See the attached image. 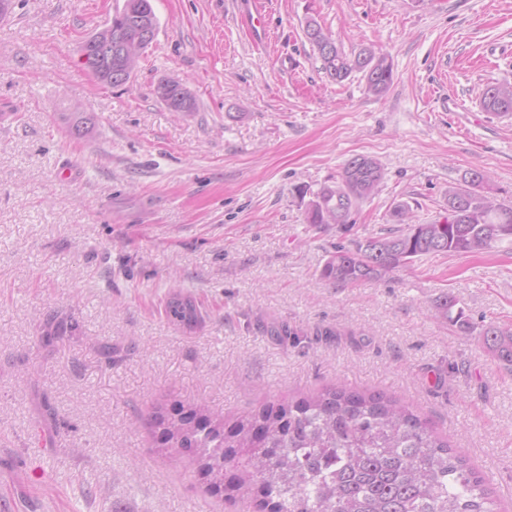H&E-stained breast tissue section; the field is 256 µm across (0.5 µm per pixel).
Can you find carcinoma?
I'll return each instance as SVG.
<instances>
[{
  "instance_id": "cac0c4a2",
  "label": "carcinoma",
  "mask_w": 512,
  "mask_h": 512,
  "mask_svg": "<svg viewBox=\"0 0 512 512\" xmlns=\"http://www.w3.org/2000/svg\"><path fill=\"white\" fill-rule=\"evenodd\" d=\"M157 29L151 0H123L104 27L84 41L83 64L103 84H125ZM305 35L333 81L360 73L375 95L390 87L393 71L386 55L371 47L348 55L314 19L307 20ZM157 93L175 112L196 109L192 93L177 81L160 80ZM481 105L494 114L511 113L512 83L486 87ZM382 176L376 159H349L339 181L315 194L308 222L351 223L352 211L377 192ZM487 182L485 172H467L463 185L448 190V217L441 222L413 224L409 207L396 206L393 217L407 230L369 237L354 251L337 249L321 276L338 285L359 284L421 256L479 253L512 238V207L477 192ZM455 306L453 297H443L440 315L461 330L473 329ZM166 316L188 328L202 320L200 306L176 281ZM480 336L488 353L512 366L511 328L489 324ZM150 423L158 447L191 454L199 476L212 477L206 482L209 493L250 497L259 512H497L483 477L463 453L409 405L380 394L336 386L298 400L267 403L233 421L202 405L175 402L154 412Z\"/></svg>"
}]
</instances>
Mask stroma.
<instances>
[{
	"mask_svg": "<svg viewBox=\"0 0 512 512\" xmlns=\"http://www.w3.org/2000/svg\"><path fill=\"white\" fill-rule=\"evenodd\" d=\"M121 2L17 0L0 20V512H254L158 451L155 406L239 417L339 382L411 404L512 512V370L478 333L512 326V243L321 276L337 247L396 229L398 204L443 220L467 171L512 207V114L480 104L512 81V0H267L261 44L238 21L250 0H152L156 37L112 87L80 45ZM311 18L345 53H384L388 91L329 79ZM164 78L196 111L157 97ZM78 112L93 124L76 134ZM357 155L381 164L377 194L349 227L308 223ZM174 277L194 329L164 313ZM447 294L472 331L437 317ZM52 320L77 329L46 335ZM160 99L174 112H193L196 103L192 93L181 83L162 79L157 85Z\"/></svg>",
	"mask_w": 512,
	"mask_h": 512,
	"instance_id": "35a3bbf8",
	"label": "stroma"
}]
</instances>
